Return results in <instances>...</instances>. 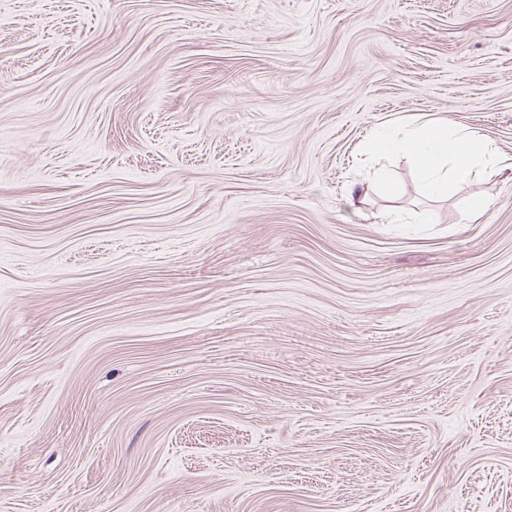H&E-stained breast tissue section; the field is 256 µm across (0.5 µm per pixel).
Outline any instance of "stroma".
<instances>
[{
    "label": "stroma",
    "instance_id": "1",
    "mask_svg": "<svg viewBox=\"0 0 512 512\" xmlns=\"http://www.w3.org/2000/svg\"><path fill=\"white\" fill-rule=\"evenodd\" d=\"M440 119L512 0H0V512H512V180L360 151Z\"/></svg>",
    "mask_w": 512,
    "mask_h": 512
}]
</instances>
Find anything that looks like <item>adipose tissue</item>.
Listing matches in <instances>:
<instances>
[{"mask_svg":"<svg viewBox=\"0 0 512 512\" xmlns=\"http://www.w3.org/2000/svg\"><path fill=\"white\" fill-rule=\"evenodd\" d=\"M361 149L376 156L406 154L426 189L435 194L469 184L479 167H489L499 173L504 170L489 141L445 123L414 124L396 132L386 130L365 139Z\"/></svg>","mask_w":512,"mask_h":512,"instance_id":"1","label":"adipose tissue"}]
</instances>
